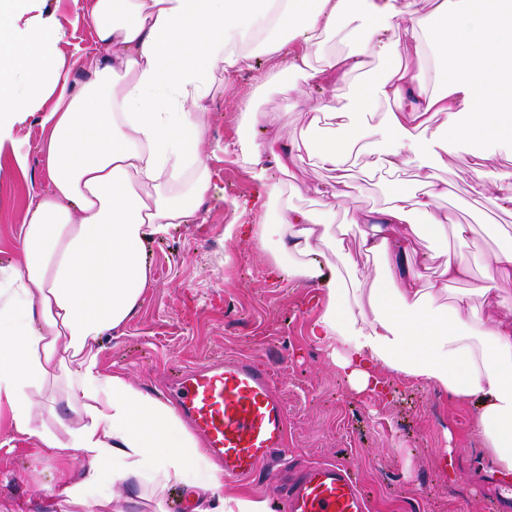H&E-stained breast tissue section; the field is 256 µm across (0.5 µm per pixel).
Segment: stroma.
I'll return each instance as SVG.
<instances>
[{
	"label": "stroma",
	"mask_w": 512,
	"mask_h": 512,
	"mask_svg": "<svg viewBox=\"0 0 512 512\" xmlns=\"http://www.w3.org/2000/svg\"><path fill=\"white\" fill-rule=\"evenodd\" d=\"M46 9L68 32L60 46L67 60L93 47V33L76 22L81 8L75 0H48ZM399 61L419 74L428 92H439L449 82L429 49H403ZM280 62V55L259 47L253 51L251 69L225 74L224 87L206 114L214 171L211 193L193 223L178 225L150 245L152 284L123 335L104 338L103 368L124 369L136 387L157 396L177 365L227 357L276 361V393L288 411V459L293 464L335 461L350 466L369 499L370 512H490L491 496H512V483L504 484L482 456L472 432L473 406L453 403L429 385L394 375L384 395L354 391L313 335L320 288L272 280L267 258L254 244L224 240L225 225H249L258 219L247 207L256 187L242 161L241 143L252 136L283 144L299 139L308 131L309 103L323 97L312 91L304 103L269 85L255 101L264 123L246 129V93L258 78L278 72ZM16 135L29 150L24 168L11 159L0 160L6 170L0 175V264L16 261L13 228L29 203L49 188L39 152L44 138L40 125L29 119ZM478 151L487 157L486 175L512 184V148L497 142L460 139L443 156L414 158L451 184L452 193L442 206L472 228L482 262L464 280L467 288L483 285V262L512 235V204L495 208L472 193L477 180L472 155ZM291 183L289 204L309 208L318 200L316 187L334 186L335 180L331 173L303 164L293 169ZM417 189L409 171L372 176L365 160H358L336 220L344 222V208L379 209L395 191ZM4 440L11 446H0V512H45L57 470L79 471L80 459L55 460L35 473V440L12 438L2 424L0 443ZM280 468L276 462L250 478L225 482L224 491H245L272 510L282 490Z\"/></svg>",
	"instance_id": "35a3bbf8"
}]
</instances>
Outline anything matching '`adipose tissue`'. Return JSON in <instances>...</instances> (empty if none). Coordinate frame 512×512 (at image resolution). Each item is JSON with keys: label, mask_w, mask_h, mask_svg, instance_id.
<instances>
[{"label": "adipose tissue", "mask_w": 512, "mask_h": 512, "mask_svg": "<svg viewBox=\"0 0 512 512\" xmlns=\"http://www.w3.org/2000/svg\"><path fill=\"white\" fill-rule=\"evenodd\" d=\"M41 2L0 0V155L24 166L15 129L38 117L50 181L14 228L16 261L0 265V415L12 434L37 439L32 467L82 460L80 476L59 472L49 512L64 504L81 512L109 478L158 499L179 481L193 512H267L265 501L225 495L223 469L171 406L125 373L103 370L102 340L122 334L150 286L149 244L192 223L210 193L205 115L220 75L251 68L252 46L282 36L297 43L289 69L303 78L291 84L289 69L280 70L282 91L301 98L309 85L338 83L352 56L322 46L339 18L360 56L429 42L448 69L447 89L426 94L414 71L389 66L362 96L315 103L312 132L290 145L248 139L243 158L264 219L245 233L228 225L224 238L267 249L270 277L322 288L314 335L353 389L383 391L390 372L474 405L482 454L512 475V308L489 286L512 276V244L486 262V286L454 294L471 272L460 251L470 227L441 207L448 184L427 167H414L419 191L352 212V248L336 232L333 203L290 205L272 175L306 163L341 183L366 150L371 168L391 175L411 155L447 150L460 137L512 146V0H472L466 9L459 0H91L82 21L97 48L80 56L77 83L59 49L66 32ZM364 6L389 40L364 27ZM422 236L443 246L433 278L418 269ZM363 256L373 266L360 264ZM478 298L499 315L483 316ZM52 379L64 384L78 426L37 425L33 396Z\"/></svg>", "instance_id": "1"}]
</instances>
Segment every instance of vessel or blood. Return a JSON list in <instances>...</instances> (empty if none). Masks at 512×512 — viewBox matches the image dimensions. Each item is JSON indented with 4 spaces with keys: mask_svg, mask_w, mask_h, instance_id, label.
<instances>
[{
    "mask_svg": "<svg viewBox=\"0 0 512 512\" xmlns=\"http://www.w3.org/2000/svg\"><path fill=\"white\" fill-rule=\"evenodd\" d=\"M276 367L247 358L176 368L182 412L223 462L224 477L256 472L288 451L287 410L274 389ZM282 512H369L353 471L319 462L296 472L282 493Z\"/></svg>",
    "mask_w": 512,
    "mask_h": 512,
    "instance_id": "obj_1",
    "label": "vessel or blood"
}]
</instances>
